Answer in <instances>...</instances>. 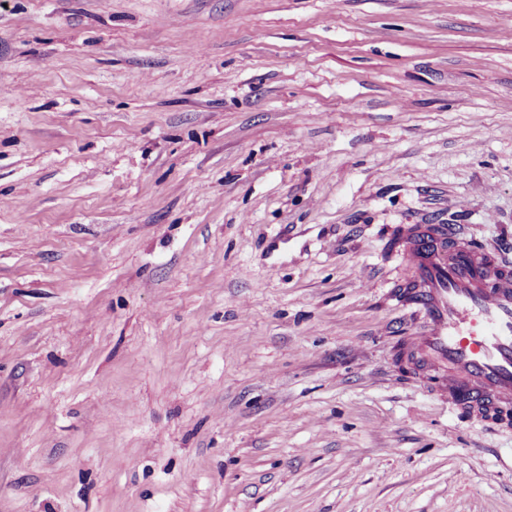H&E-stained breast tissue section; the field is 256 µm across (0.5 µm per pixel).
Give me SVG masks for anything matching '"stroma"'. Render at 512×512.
I'll use <instances>...</instances> for the list:
<instances>
[{
    "instance_id": "obj_1",
    "label": "stroma",
    "mask_w": 512,
    "mask_h": 512,
    "mask_svg": "<svg viewBox=\"0 0 512 512\" xmlns=\"http://www.w3.org/2000/svg\"><path fill=\"white\" fill-rule=\"evenodd\" d=\"M406 224L512 250V0H0V512H512Z\"/></svg>"
}]
</instances>
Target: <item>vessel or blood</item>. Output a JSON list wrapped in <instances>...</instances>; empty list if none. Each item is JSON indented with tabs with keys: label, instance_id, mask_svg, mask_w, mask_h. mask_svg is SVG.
<instances>
[{
	"label": "vessel or blood",
	"instance_id": "obj_1",
	"mask_svg": "<svg viewBox=\"0 0 512 512\" xmlns=\"http://www.w3.org/2000/svg\"><path fill=\"white\" fill-rule=\"evenodd\" d=\"M404 286L420 330L405 353L449 404L512 426V263L458 235L452 224L402 234Z\"/></svg>",
	"mask_w": 512,
	"mask_h": 512
}]
</instances>
